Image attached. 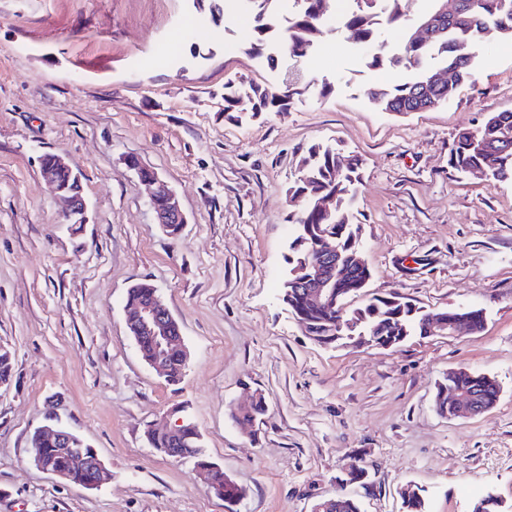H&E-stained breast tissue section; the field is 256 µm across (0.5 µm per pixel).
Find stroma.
Here are the masks:
<instances>
[{
  "instance_id": "obj_1",
  "label": "stroma",
  "mask_w": 512,
  "mask_h": 512,
  "mask_svg": "<svg viewBox=\"0 0 512 512\" xmlns=\"http://www.w3.org/2000/svg\"><path fill=\"white\" fill-rule=\"evenodd\" d=\"M249 0L199 28L195 0H0V512H312L346 495L361 512L512 506V184L461 174L448 151L491 112L512 111V43L483 51L445 105L383 112L367 88L402 72L368 67L350 32L322 27L296 62L254 37ZM295 81L286 108L242 121L226 86ZM330 92H323V84ZM314 145L362 162L354 215L372 278L358 308L399 297L423 310L485 309L482 331L410 336L392 347L321 345L281 297L302 208L291 188ZM82 174L85 224L66 223L39 159ZM166 180L187 222L167 236L127 158ZM161 292L190 352L178 385L142 360L128 289ZM494 377L491 410L454 419L435 397L449 370ZM264 397L253 430L234 408ZM184 408L210 461L244 488L236 506L193 460L158 453L149 427ZM95 448L109 483L86 489L37 469L29 437L48 413ZM363 482H345L349 463Z\"/></svg>"
}]
</instances>
